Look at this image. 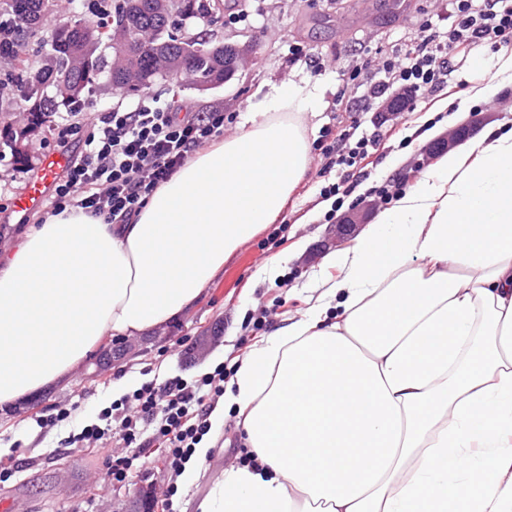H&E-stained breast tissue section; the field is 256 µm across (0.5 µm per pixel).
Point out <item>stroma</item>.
I'll return each mask as SVG.
<instances>
[{"instance_id": "obj_1", "label": "stroma", "mask_w": 512, "mask_h": 512, "mask_svg": "<svg viewBox=\"0 0 512 512\" xmlns=\"http://www.w3.org/2000/svg\"><path fill=\"white\" fill-rule=\"evenodd\" d=\"M239 5L240 15L220 14L207 26L212 41L249 45V63L222 86L197 91L175 89L161 81L149 90L151 96L173 106L187 105L204 112L221 105L232 112V123L243 122L252 106L273 89L293 85L317 91L322 109L306 116L308 140L318 138L323 127L354 117L331 112L327 106L347 80L353 65L376 64L378 53L398 50L415 35L418 17L429 14L434 0H224ZM309 46L325 66L314 70L306 64L289 65V48L294 42ZM512 55V45L492 50L481 46L471 57L453 62L455 76L465 79L464 90L435 93L412 112L381 114L374 109L360 113V133L369 134L380 118H387L390 135L369 159L364 177L345 199L342 214L364 205L369 217L384 211L372 187L399 182L411 190L437 161L425 151L446 139L449 131L464 127L467 139L459 140L464 150L468 138L512 130V70L502 71L501 61ZM69 115L59 112L25 140L28 165L14 164L11 155L0 156V254L11 249L31 224L45 217V209L20 215L12 201L34 174L41 160L56 149L58 127ZM337 173H326L318 156H311L302 180L291 195L280 218L258 236L242 245L224 264L239 270L233 287L215 278L201 301L184 312L175 325L157 328L158 339L144 345L119 369L100 378L77 368L68 382L43 394L39 406L0 405V466L10 468L9 478L0 481V512H124L139 489L150 490L158 505L155 512H199V503L225 470L248 464L249 448L242 440L235 410L225 412L223 425L211 429L213 447L205 458H191L197 480L190 488L167 489L174 477L162 452L147 449L136 461L125 482L114 483L107 462L122 454L121 441L109 436L101 442L69 444V435L95 421L101 408L146 383L173 380L195 382L216 365L232 377L241 357L257 342L288 320L302 317L311 305L313 288L324 257L333 251L351 249L363 225L355 233L337 238L336 223L327 214L332 203L321 187L336 181ZM292 256L276 279L261 273L268 259L281 252ZM222 351L223 362L212 352Z\"/></svg>"}]
</instances>
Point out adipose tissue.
<instances>
[{
  "label": "adipose tissue",
  "mask_w": 512,
  "mask_h": 512,
  "mask_svg": "<svg viewBox=\"0 0 512 512\" xmlns=\"http://www.w3.org/2000/svg\"><path fill=\"white\" fill-rule=\"evenodd\" d=\"M315 94L274 90L135 222L68 209L0 256V404L193 306L310 163ZM315 304L224 390L254 464L200 512H500L512 500V132L471 141L327 260Z\"/></svg>",
  "instance_id": "adipose-tissue-1"
}]
</instances>
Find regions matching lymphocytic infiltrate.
<instances>
[{
    "label": "lymphocytic infiltrate",
    "mask_w": 512,
    "mask_h": 512,
    "mask_svg": "<svg viewBox=\"0 0 512 512\" xmlns=\"http://www.w3.org/2000/svg\"><path fill=\"white\" fill-rule=\"evenodd\" d=\"M452 22L440 34L431 19H422L413 38L379 64L371 77L355 66L337 103L344 111H367L385 103L391 88L403 98L399 111L411 112L420 99L448 85L452 58L477 47L512 41V0H450ZM227 116L223 108L178 115L151 95H143L131 107L121 105L97 113L88 126L68 123L59 132L57 145L65 149L69 138L83 135L84 149L73 156L60 175L51 196V210L80 209L107 224H128L143 208L147 197L187 162L192 152L224 134ZM384 129L369 137L353 139L349 127L325 128L312 148L324 161V169L357 167L387 137ZM223 368L195 384L173 381L162 387L145 385L112 401L85 426L81 440H102L103 421L120 424V439L129 448H141V436L151 431L162 445L167 463L181 470L192 450L210 431L206 405L223 394Z\"/></svg>",
    "instance_id": "lymphocytic-infiltrate-1"
}]
</instances>
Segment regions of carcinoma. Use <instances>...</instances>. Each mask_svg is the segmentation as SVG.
I'll return each mask as SVG.
<instances>
[{
	"mask_svg": "<svg viewBox=\"0 0 512 512\" xmlns=\"http://www.w3.org/2000/svg\"><path fill=\"white\" fill-rule=\"evenodd\" d=\"M99 13L106 22L98 23L86 16L87 0H78L73 12V26L66 38L51 39L45 32L44 21L55 10V0H0V61L9 65L12 80L0 84V102L5 100L11 110L28 114L24 127L6 126L0 130V144L10 148L14 162L25 164L28 158L16 149L19 138L29 127L39 128L57 112H79L86 105L97 85L111 83L114 90L141 92L156 80L166 79L170 59H181L182 68L176 76L188 86L196 87L224 81V51L213 49L210 42L183 54L182 29L189 18L214 16L221 13L222 0H176V7L162 14L155 13L156 0H96ZM122 25L149 31L160 47L141 43L114 44L108 30ZM99 37L91 52V62L84 70L71 68V58L81 51L91 36ZM47 47V53L37 60L25 56L29 41ZM136 70L139 83L129 84L128 73ZM66 76L80 85V96L65 102L45 98L58 78Z\"/></svg>",
	"mask_w": 512,
	"mask_h": 512,
	"instance_id": "carcinoma-1",
	"label": "carcinoma"
}]
</instances>
